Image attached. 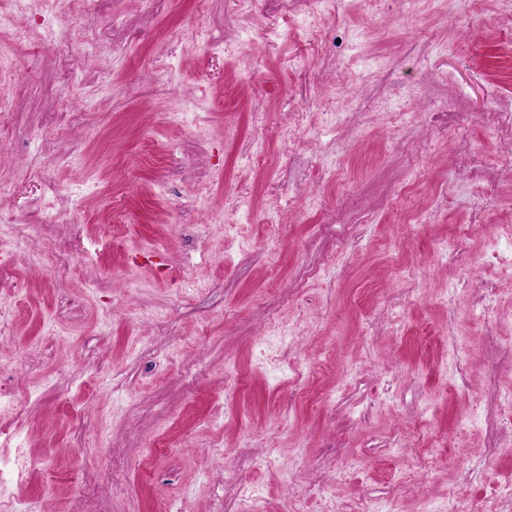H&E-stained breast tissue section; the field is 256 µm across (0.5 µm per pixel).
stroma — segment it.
Here are the masks:
<instances>
[{
	"label": "stroma",
	"instance_id": "obj_1",
	"mask_svg": "<svg viewBox=\"0 0 512 512\" xmlns=\"http://www.w3.org/2000/svg\"><path fill=\"white\" fill-rule=\"evenodd\" d=\"M0 8V512H453L512 472V0ZM10 22V19L5 18L4 13L0 12V121L3 122L6 115L10 112V94L4 88V85H7L6 82V73L2 67V63L6 62V59L10 58L12 55L14 46L18 42H22L24 38V33L21 30L15 29H6V23ZM3 82V83H2Z\"/></svg>",
	"mask_w": 512,
	"mask_h": 512
}]
</instances>
